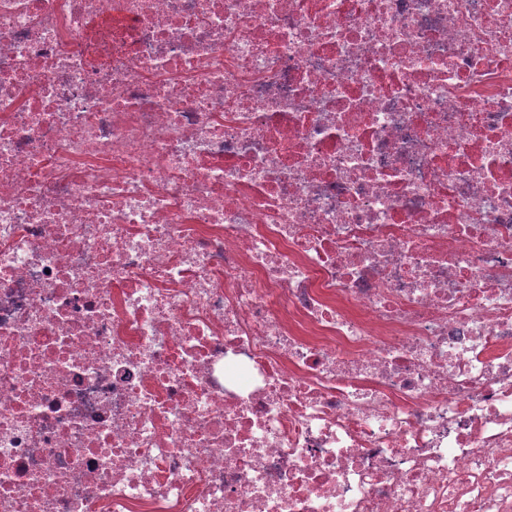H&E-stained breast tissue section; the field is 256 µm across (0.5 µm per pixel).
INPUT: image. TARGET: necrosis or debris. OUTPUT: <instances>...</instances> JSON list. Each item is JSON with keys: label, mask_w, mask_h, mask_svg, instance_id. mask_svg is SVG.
Segmentation results:
<instances>
[{"label": "necrosis or debris", "mask_w": 512, "mask_h": 512, "mask_svg": "<svg viewBox=\"0 0 512 512\" xmlns=\"http://www.w3.org/2000/svg\"><path fill=\"white\" fill-rule=\"evenodd\" d=\"M0 512H512V0H0Z\"/></svg>", "instance_id": "4bbe7bcc"}]
</instances>
